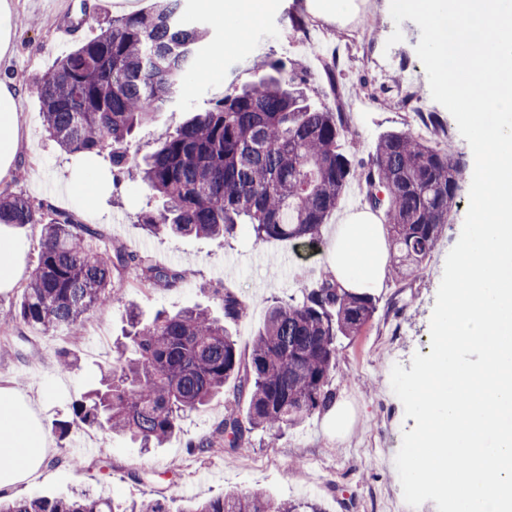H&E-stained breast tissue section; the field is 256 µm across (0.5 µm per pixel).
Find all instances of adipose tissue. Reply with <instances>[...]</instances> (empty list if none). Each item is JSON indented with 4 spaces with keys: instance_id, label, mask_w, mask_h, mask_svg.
Returning <instances> with one entry per match:
<instances>
[{
    "instance_id": "ef3b65f1",
    "label": "adipose tissue",
    "mask_w": 512,
    "mask_h": 512,
    "mask_svg": "<svg viewBox=\"0 0 512 512\" xmlns=\"http://www.w3.org/2000/svg\"><path fill=\"white\" fill-rule=\"evenodd\" d=\"M14 22L10 0H0V178L11 169L20 148L19 115L25 88L7 71L13 55ZM25 228L0 225V292L13 288L22 272ZM328 265L346 290L368 292L380 286L386 242L367 211L350 214L337 225ZM30 391L0 386V494L9 495L42 466L51 447Z\"/></svg>"
}]
</instances>
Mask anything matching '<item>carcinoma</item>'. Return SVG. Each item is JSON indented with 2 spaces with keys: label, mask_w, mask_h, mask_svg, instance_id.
Wrapping results in <instances>:
<instances>
[{
  "label": "carcinoma",
  "mask_w": 512,
  "mask_h": 512,
  "mask_svg": "<svg viewBox=\"0 0 512 512\" xmlns=\"http://www.w3.org/2000/svg\"><path fill=\"white\" fill-rule=\"evenodd\" d=\"M180 0H156L146 11L112 21L59 58L39 82L45 131L79 157L111 149L112 180L142 182L162 206L141 214L151 234L223 238L244 225L254 240L319 247L321 227L349 182L366 187L370 211L385 217L394 268L415 278L431 256L456 199L463 162L411 131L378 141L370 162L356 164L338 148L349 132L344 115L305 98L281 63L250 85L196 113L149 157L129 155L133 129L172 101L195 64L203 34L184 28ZM1 224H41L40 257L20 306L7 325L81 327L86 315L112 304V277L132 272L144 286H174L183 272L123 248L99 245V229L71 211L0 192ZM247 303L224 290V319L203 308L157 312L143 321L127 310L129 330L117 357L102 369L101 387L56 425L126 434L141 447L171 438L180 419L205 407L236 380L220 434L236 451L256 431L277 433L335 402L330 389L338 343L359 335L377 311L370 293L323 277L298 299L272 306L249 353L226 323ZM247 398L246 410L239 408ZM0 512H168L160 501L123 506L87 492L0 500ZM178 512H321L315 503L276 502L262 492L192 501Z\"/></svg>",
  "instance_id": "cac0c4a2"
}]
</instances>
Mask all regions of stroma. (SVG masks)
<instances>
[{
  "mask_svg": "<svg viewBox=\"0 0 512 512\" xmlns=\"http://www.w3.org/2000/svg\"><path fill=\"white\" fill-rule=\"evenodd\" d=\"M319 0H267L254 32L242 34L244 48L226 45L230 22L208 0H184L180 20L208 30L222 42V52H202L201 67L184 80L163 112L135 129L130 151L150 155L160 140L180 127L191 113L202 112L255 79L257 66L285 63L297 74L309 99L336 107L346 115L349 134L340 142L347 156L369 161L382 136L411 131L440 143L462 158L456 205L423 273L404 279L386 271L374 295L377 311L359 336L338 346L332 387L334 408L317 411L277 434L254 433L247 447L233 453L216 445L198 453L192 442L216 440L224 418V398L214 397L201 410L186 414L176 434L159 447L141 451L127 437L96 432L94 452L79 454L85 436L72 429L55 440L54 451L37 475L20 483L14 496H55L87 490L125 504L160 500L178 508L189 497L209 498L228 492L264 491L279 502H311L323 512H392L402 487L394 459L402 434L415 426L393 393L394 364L411 369L414 354H429L430 318L444 263L457 242L469 204L472 151L452 115L430 94L415 47L421 31L412 21L394 24L390 0H363L353 16L320 13ZM15 52L9 71L27 89L21 111V144L13 169L0 179V191L69 210L83 222L98 225L103 248L122 246L173 268L190 269L189 278L172 288H136L131 275L115 278L112 305L90 313L82 330L59 326L43 331L28 326L0 334V383L19 388L43 387L40 404L46 429L69 419L74 402L96 386L104 358L94 356L99 331L116 343L126 328V308L136 305L143 319L157 311L177 313L196 307L215 318L224 312L216 295L230 286L249 308L228 329L240 350H247L275 303L314 287L328 266L322 255L294 253L289 244L263 243L244 232L226 239L152 235L137 222L138 213L157 206L147 186L124 183L118 193L104 191L85 203L69 188L82 173V158L68 154L44 129L37 82L61 55L95 37L124 17L118 0H12ZM404 39L388 45L394 29ZM446 125L438 132L430 115ZM78 359L77 368L61 372L59 351ZM344 410V429L336 412Z\"/></svg>",
  "mask_w": 512,
  "mask_h": 512,
  "instance_id": "obj_1",
  "label": "stroma"
}]
</instances>
